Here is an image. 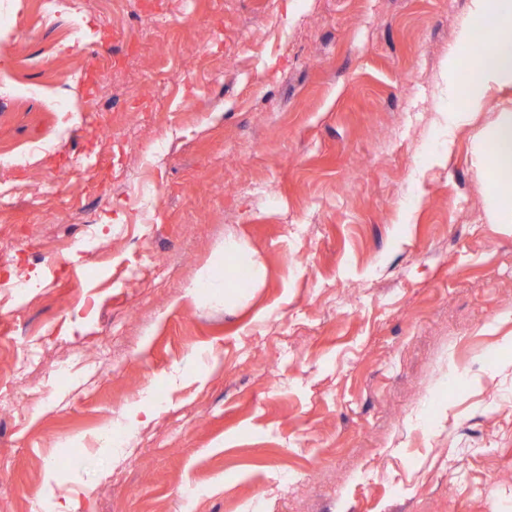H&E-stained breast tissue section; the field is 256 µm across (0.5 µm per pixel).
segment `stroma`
Wrapping results in <instances>:
<instances>
[{
	"instance_id": "stroma-1",
	"label": "stroma",
	"mask_w": 512,
	"mask_h": 512,
	"mask_svg": "<svg viewBox=\"0 0 512 512\" xmlns=\"http://www.w3.org/2000/svg\"><path fill=\"white\" fill-rule=\"evenodd\" d=\"M38 2L0 0V512H512V82L456 123L441 78L473 0ZM230 237L228 306L190 286ZM492 140L498 144L502 160V172L497 175L505 197L510 201V206L504 205L501 198H497L493 206L495 219L509 216L512 222V113L500 114L498 126L492 133ZM245 266L251 273V282L248 288H252L260 277V267L254 252L235 239L224 241V266Z\"/></svg>"
}]
</instances>
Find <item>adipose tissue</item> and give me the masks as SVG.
Listing matches in <instances>:
<instances>
[{"label": "adipose tissue", "instance_id": "1", "mask_svg": "<svg viewBox=\"0 0 512 512\" xmlns=\"http://www.w3.org/2000/svg\"><path fill=\"white\" fill-rule=\"evenodd\" d=\"M474 10L486 22L490 44L480 49L476 48L475 40L468 28H461L458 32V56L468 58L471 70L481 75L479 83L465 80L453 90V99L457 103L456 116L461 120L469 115L473 106L479 105L480 92L512 80V0H474ZM458 56L449 57V68H456ZM492 139L500 148L502 170L498 177L505 195L504 200L495 202L493 215L497 218L512 217L511 112L501 113Z\"/></svg>", "mask_w": 512, "mask_h": 512}]
</instances>
